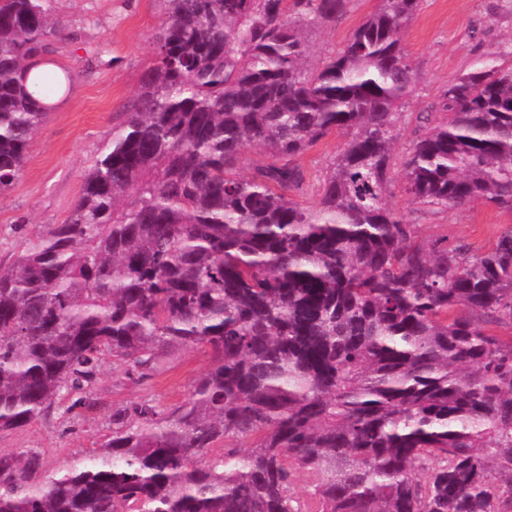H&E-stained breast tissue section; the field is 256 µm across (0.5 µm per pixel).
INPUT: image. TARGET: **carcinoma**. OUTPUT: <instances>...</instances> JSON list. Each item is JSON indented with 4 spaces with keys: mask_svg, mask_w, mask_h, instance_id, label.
<instances>
[{
    "mask_svg": "<svg viewBox=\"0 0 512 512\" xmlns=\"http://www.w3.org/2000/svg\"><path fill=\"white\" fill-rule=\"evenodd\" d=\"M145 71L68 218L0 270V433L107 356L147 366L203 347L190 399L112 420L97 456L44 479L0 453V512H512V229L482 253L416 241L388 202L421 0H379L343 49L309 35L346 0H163ZM56 0H0V194L45 100L25 76L63 35ZM402 163L430 211H512V42L448 82ZM351 138L313 206L302 156ZM250 149L269 162L244 177ZM248 440L246 448L237 443Z\"/></svg>",
    "mask_w": 512,
    "mask_h": 512,
    "instance_id": "cac0c4a2",
    "label": "carcinoma"
}]
</instances>
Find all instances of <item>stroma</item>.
<instances>
[{
    "label": "stroma",
    "mask_w": 512,
    "mask_h": 512,
    "mask_svg": "<svg viewBox=\"0 0 512 512\" xmlns=\"http://www.w3.org/2000/svg\"><path fill=\"white\" fill-rule=\"evenodd\" d=\"M376 5L377 0H348L341 19L313 36L310 64L337 53ZM56 17L63 36L53 42L47 59L67 68L72 82L34 137L20 178L0 194V269L11 267L26 245L69 216L83 173L94 165L113 127L124 122L140 90L143 73L154 59L150 37L164 10L161 0H57ZM511 38L512 0H423L403 38L417 83L404 106L397 156H404L420 133L421 113H431L433 122H440V114L432 110L439 91ZM346 140V134L336 133L304 154L307 180L293 194L297 202L315 203L319 178ZM388 200L415 225L423 242L445 237L480 253L512 227V212L484 203L447 213L423 210L404 194L397 166L391 172ZM209 366L210 357L202 349L175 348L139 369L106 358L91 403L79 404L67 396L45 418L0 433V452L36 450L41 475L52 474L102 448L112 436L116 413L147 399L162 409L187 401L194 381Z\"/></svg>",
    "instance_id": "35a3bbf8"
}]
</instances>
